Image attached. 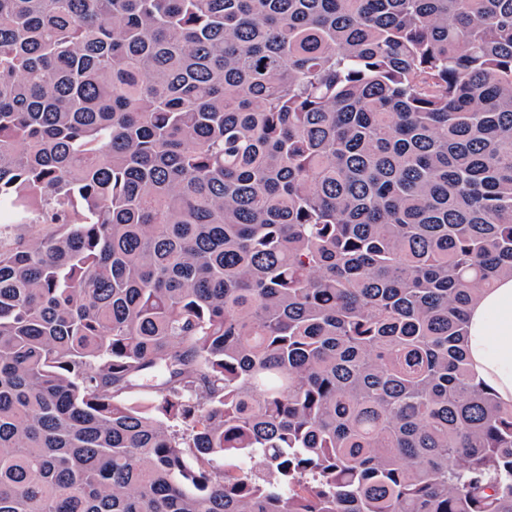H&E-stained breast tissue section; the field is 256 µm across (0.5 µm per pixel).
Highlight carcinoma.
<instances>
[{"mask_svg": "<svg viewBox=\"0 0 512 512\" xmlns=\"http://www.w3.org/2000/svg\"><path fill=\"white\" fill-rule=\"evenodd\" d=\"M0 512H512V0H0ZM50 231L49 224H23L10 231V238L12 243L30 245L41 240ZM466 347L470 376L512 402V277L483 289L469 307Z\"/></svg>", "mask_w": 512, "mask_h": 512, "instance_id": "1", "label": "carcinoma"}]
</instances>
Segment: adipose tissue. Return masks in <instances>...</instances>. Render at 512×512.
Returning a JSON list of instances; mask_svg holds the SVG:
<instances>
[{"instance_id": "ef3b65f1", "label": "adipose tissue", "mask_w": 512, "mask_h": 512, "mask_svg": "<svg viewBox=\"0 0 512 512\" xmlns=\"http://www.w3.org/2000/svg\"><path fill=\"white\" fill-rule=\"evenodd\" d=\"M466 330L471 378L512 402V277L479 292L469 307Z\"/></svg>"}]
</instances>
